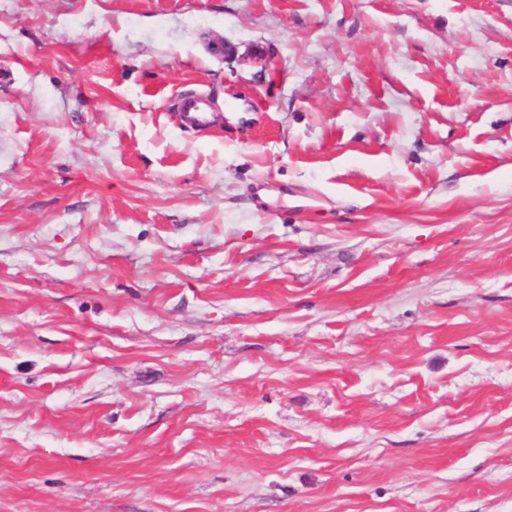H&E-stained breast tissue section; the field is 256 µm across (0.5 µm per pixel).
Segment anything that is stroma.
Masks as SVG:
<instances>
[{"label": "stroma", "mask_w": 512, "mask_h": 512, "mask_svg": "<svg viewBox=\"0 0 512 512\" xmlns=\"http://www.w3.org/2000/svg\"><path fill=\"white\" fill-rule=\"evenodd\" d=\"M0 512H512V0H0Z\"/></svg>", "instance_id": "obj_1"}]
</instances>
